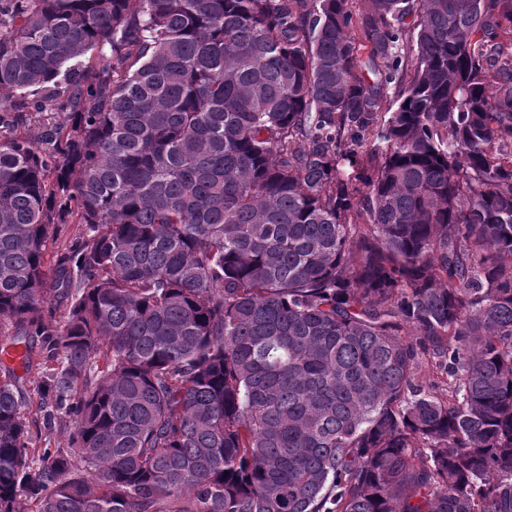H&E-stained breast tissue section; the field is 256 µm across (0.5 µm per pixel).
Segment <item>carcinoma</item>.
Listing matches in <instances>:
<instances>
[{
	"mask_svg": "<svg viewBox=\"0 0 512 512\" xmlns=\"http://www.w3.org/2000/svg\"><path fill=\"white\" fill-rule=\"evenodd\" d=\"M3 101L0 512H512V0H0ZM39 380L38 371L33 370L27 379L25 388V401H23L22 412L24 413L25 418L30 422L31 428L35 430V424H39L41 422V413L37 408V385Z\"/></svg>",
	"mask_w": 512,
	"mask_h": 512,
	"instance_id": "obj_1",
	"label": "carcinoma"
}]
</instances>
